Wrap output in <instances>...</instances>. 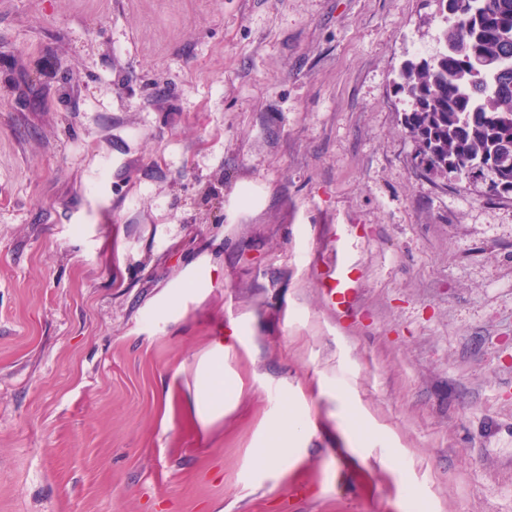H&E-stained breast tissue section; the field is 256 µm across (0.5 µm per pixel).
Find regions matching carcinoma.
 Instances as JSON below:
<instances>
[{"label":"carcinoma","mask_w":512,"mask_h":512,"mask_svg":"<svg viewBox=\"0 0 512 512\" xmlns=\"http://www.w3.org/2000/svg\"><path fill=\"white\" fill-rule=\"evenodd\" d=\"M437 56L404 63L402 125L425 177L486 176L512 185V0H455Z\"/></svg>","instance_id":"1"}]
</instances>
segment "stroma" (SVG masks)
Here are the masks:
<instances>
[{
  "label": "stroma",
  "mask_w": 512,
  "mask_h": 512,
  "mask_svg": "<svg viewBox=\"0 0 512 512\" xmlns=\"http://www.w3.org/2000/svg\"><path fill=\"white\" fill-rule=\"evenodd\" d=\"M445 27L436 0H0V512H512V198L418 175L394 87ZM340 224L350 318L319 283ZM288 406L296 453L257 470ZM232 349L224 341L216 343L199 371L194 410L204 426L223 415L224 406L233 399L234 384L224 375L225 353Z\"/></svg>",
  "instance_id": "stroma-1"
}]
</instances>
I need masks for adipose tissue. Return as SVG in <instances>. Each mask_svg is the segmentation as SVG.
Listing matches in <instances>:
<instances>
[{
	"instance_id": "1",
	"label": "adipose tissue",
	"mask_w": 512,
	"mask_h": 512,
	"mask_svg": "<svg viewBox=\"0 0 512 512\" xmlns=\"http://www.w3.org/2000/svg\"><path fill=\"white\" fill-rule=\"evenodd\" d=\"M225 353L224 344L216 343L199 371L194 410L204 425L223 415L226 403L232 399L234 384L224 374ZM301 420V415L293 409L281 417L257 449L258 468H266L271 460H285L294 455L302 431Z\"/></svg>"
}]
</instances>
